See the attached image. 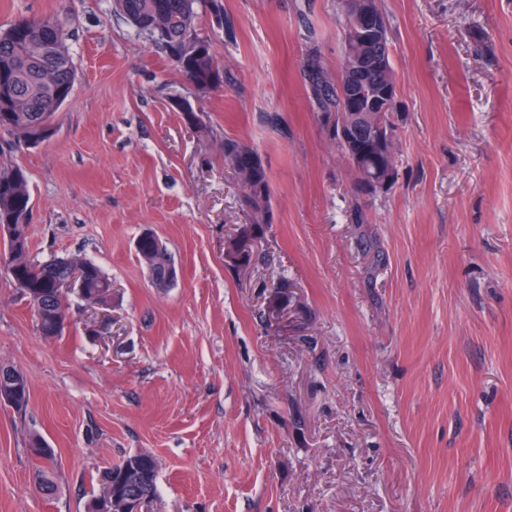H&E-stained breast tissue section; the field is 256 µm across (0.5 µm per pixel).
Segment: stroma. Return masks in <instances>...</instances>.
Masks as SVG:
<instances>
[{
	"mask_svg": "<svg viewBox=\"0 0 512 512\" xmlns=\"http://www.w3.org/2000/svg\"><path fill=\"white\" fill-rule=\"evenodd\" d=\"M198 23L224 86L194 95L111 0H0V28H66L69 99L22 167L30 256L87 257L106 305L70 292L39 335L0 269V512H86L99 471L146 452L144 512H512V0H379L402 105L389 191L357 194L306 61L339 70V0H223ZM189 98V128L171 107ZM264 157L273 220L255 264H224L247 220L225 137ZM154 233L178 269L155 286ZM286 314L267 310L280 278ZM53 449L52 494L37 491ZM140 248L137 250L139 257L141 255L152 259L153 263H157L159 267H164L172 262V258L166 247L159 251L156 241L153 237H147L144 233L138 240Z\"/></svg>",
	"mask_w": 512,
	"mask_h": 512,
	"instance_id": "stroma-1",
	"label": "stroma"
}]
</instances>
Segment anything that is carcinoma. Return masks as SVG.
<instances>
[{
  "instance_id": "1",
  "label": "carcinoma",
  "mask_w": 512,
  "mask_h": 512,
  "mask_svg": "<svg viewBox=\"0 0 512 512\" xmlns=\"http://www.w3.org/2000/svg\"><path fill=\"white\" fill-rule=\"evenodd\" d=\"M204 7L219 26H224L222 0H112V13L120 16L135 33L159 49L185 77L187 82L214 90L224 85V69L210 51L190 46L186 38L198 33V7ZM343 58L338 74L307 63L308 77L313 86L318 108L340 113L346 109V87L367 85L381 88L393 83L394 73L390 44H385V65L379 69L348 71L349 57L359 55L362 47L354 34L351 16L343 21ZM75 67L68 34L54 18L25 16L0 30V129L18 140L29 142L39 133L46 118L53 115L72 93ZM399 160L398 142L391 148L372 152L364 160L365 173L351 168L356 188H361L365 175L379 178L396 169ZM224 163L230 166L242 188L250 225L263 234L272 224V204L268 167L259 151L237 139L224 138ZM31 212V194L26 172L16 165H0V226L14 225L15 237L4 241L7 250L0 256V264L22 294L29 300L37 330L47 335L56 320L66 315L67 304L56 295L54 285L67 271L68 259L36 263L29 256L28 224ZM138 255L146 256L163 267L172 262L167 249H158L154 238H139ZM255 252L249 245L237 251V257L225 265L241 271L254 264ZM84 268L87 292L108 286V278L92 260H79ZM136 459L149 475V482L138 485L142 503L155 497L158 462L153 455L141 453L124 457ZM112 474V467L99 472L96 489L90 493L86 512H95L103 486Z\"/></svg>"
}]
</instances>
